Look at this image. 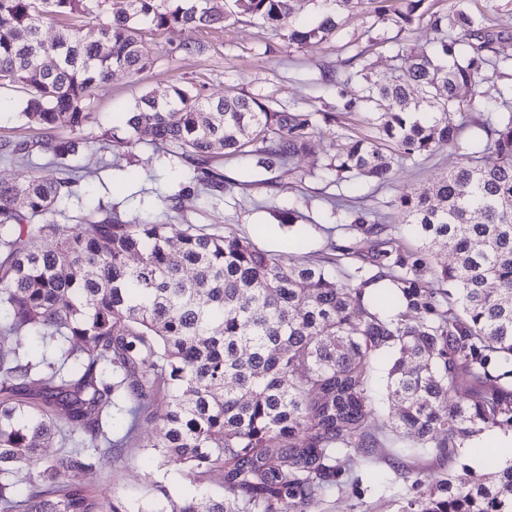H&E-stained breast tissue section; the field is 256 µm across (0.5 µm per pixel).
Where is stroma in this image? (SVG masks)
<instances>
[{"instance_id": "1", "label": "stroma", "mask_w": 512, "mask_h": 512, "mask_svg": "<svg viewBox=\"0 0 512 512\" xmlns=\"http://www.w3.org/2000/svg\"><path fill=\"white\" fill-rule=\"evenodd\" d=\"M336 37L305 45L289 44L279 31L249 20L211 27L183 28L177 40L201 45V52L185 53L144 32L143 42L152 64L139 75L118 70L97 88L89 101L90 111L99 113L101 122L85 128L81 136L89 146L76 158L82 179L76 193L62 206L59 223L74 224L95 206H102L129 221L146 209L165 212L169 234L182 232L193 224L213 233L233 225L236 232L251 239L260 248L281 254L285 265L320 263L349 245L344 230L331 222L325 201L327 188L321 181L307 177L314 160L333 151L336 136L324 133L310 142L307 155L296 162V170L278 177L274 186H266L265 172L253 161L219 159L225 176L239 185L223 200L205 201L199 192L184 194L179 210L166 211L165 195L187 183L189 168L172 145L143 144L134 149H102L103 131L122 128L124 115L145 93L163 91L173 82H182L202 96L217 99L224 94H246L266 98L283 107L307 110L323 108L332 101L331 92L322 88V75L343 71L350 57V44L368 50L377 62L379 73H388V50L382 40L394 37L395 29L377 25L373 15L343 14ZM378 37L379 45H369V37ZM22 95L0 87V145L17 140H38L43 132L28 124L21 115ZM455 163L447 144L435 147L431 158L405 163L394 171V191L413 192L431 184ZM295 207L305 225L306 244L296 247L294 227L283 225L288 207ZM375 397L382 406L372 416L370 429L384 438V446L374 449L371 466L357 469L353 483L342 493L330 496L317 512H398L399 503L387 492L388 483H402L408 493L429 492L436 482L449 474L476 470L489 474L501 469L503 460L491 449L482 447L480 437L465 440L453 459L418 450L407 453L398 448L390 428L396 412L388 400L386 376L378 374ZM152 422H144L140 436L131 441L118 460L104 462L96 472L74 474V483L96 489L123 493L131 512H170L171 502L184 496L223 492V474L214 471L196 478L182 467L163 463L158 451L146 447Z\"/></svg>"}]
</instances>
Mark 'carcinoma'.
I'll return each mask as SVG.
<instances>
[{"label":"carcinoma","mask_w":512,"mask_h":512,"mask_svg":"<svg viewBox=\"0 0 512 512\" xmlns=\"http://www.w3.org/2000/svg\"><path fill=\"white\" fill-rule=\"evenodd\" d=\"M94 2L0 0V80L24 93L23 115L47 131L4 146L3 158L35 169L36 151L60 163L84 150L78 133L98 123L86 106L93 91L115 70L149 66L146 26L171 43L184 27L247 16L303 45L333 37L341 12L372 4L376 23L400 34L426 18L433 45L397 40L385 81L358 52L333 111L248 95L213 101L173 84L136 101L126 135L104 132V147L172 143L211 200L239 186L212 159L254 157L284 174L335 127L344 130L336 153L312 171L330 186L365 177L389 188L395 163L426 158L440 141L460 162L380 206L328 196L353 239L342 252L354 263L339 270L288 267L230 224L222 233L189 224L176 237L157 213L60 224L59 205L80 180L67 166L54 181L0 183V512H131L122 493L70 476L118 458L143 419L156 424L146 446L166 463L197 477L223 472L221 496L173 512H311L360 465L352 449L377 446L379 364L407 448L451 458L464 438L511 428L512 83L498 84L509 31L487 25L471 0H447L444 11L422 10L427 0H323L333 8L314 27L294 21V0H127L108 22H70L102 15L106 0ZM46 18L68 21L50 43L39 37ZM469 126L477 135L464 139ZM397 224L440 243L453 264L405 250ZM43 239L51 246H35ZM116 413L128 427L114 438ZM58 442L70 449L43 453ZM396 497L400 512H512V465L489 484L450 475L426 495L399 488Z\"/></svg>","instance_id":"cac0c4a2"}]
</instances>
